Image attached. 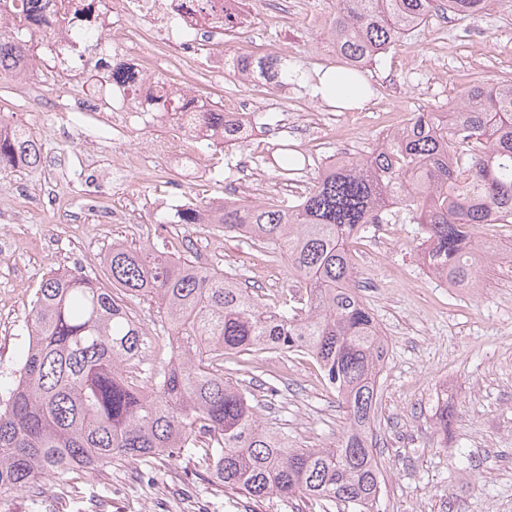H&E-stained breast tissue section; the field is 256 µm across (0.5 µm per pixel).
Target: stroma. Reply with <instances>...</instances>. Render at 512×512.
<instances>
[{
    "mask_svg": "<svg viewBox=\"0 0 512 512\" xmlns=\"http://www.w3.org/2000/svg\"><path fill=\"white\" fill-rule=\"evenodd\" d=\"M334 0H306L303 11L270 21L265 0H244L243 22L252 43L227 41L225 50L255 56L288 57L308 72L342 67L319 46L327 38ZM80 79L61 77L49 49L39 51L31 71L32 89L0 77V120L27 125L44 146L36 168L0 175V379L18 366L28 343L27 314L42 278L53 269H76L104 278V256L113 242H151L171 256L236 271L248 287L274 297L288 284V269L269 263L245 241L206 224H176L162 204L173 184H182L199 206L222 195L223 184L207 178L185 180L180 168L152 181L129 177L118 202L134 211L132 224L112 220L114 202L107 182L112 164L129 152L134 138L113 141L97 120L77 123L67 135L71 106L86 93H104L103 77L83 76L82 61L70 58ZM493 83L512 75V0H491L476 18L436 12L425 27L405 36L366 70L372 87L365 108L339 112L313 99L305 86L278 89L237 83L201 85V97L261 98L278 133L258 134L250 144L225 148L223 169L235 176L241 155L256 159V179L239 183L243 200L267 202L293 197L310 186L323 162L342 150L334 131L348 128L353 155L369 152L384 134L379 102L386 86L398 93L394 109L413 113L447 110L460 101L470 79ZM288 144L306 165L296 181L281 182L263 163L268 150ZM78 221L59 222L58 205ZM28 212L14 223L15 209ZM359 294L381 328L388 354L379 374L380 396L374 435L384 476L379 512H512V255L481 272L475 287L462 291L429 274L420 248V228L401 215L394 231H371L353 249ZM263 386L254 390L263 421L287 432L299 448L332 446L344 427L338 400L324 384L314 360L257 354ZM280 382L277 396L265 385ZM448 394L447 434L435 425L440 392ZM154 483L132 480L131 466L86 470L65 494L45 493L34 508L28 493L0 498V512H337L336 506L273 497L260 502L224 489L195 457H158Z\"/></svg>",
    "mask_w": 512,
    "mask_h": 512,
    "instance_id": "1",
    "label": "stroma"
}]
</instances>
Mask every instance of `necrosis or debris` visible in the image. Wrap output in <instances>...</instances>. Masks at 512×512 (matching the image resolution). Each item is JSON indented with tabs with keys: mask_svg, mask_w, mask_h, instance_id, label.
Returning a JSON list of instances; mask_svg holds the SVG:
<instances>
[{
	"mask_svg": "<svg viewBox=\"0 0 512 512\" xmlns=\"http://www.w3.org/2000/svg\"><path fill=\"white\" fill-rule=\"evenodd\" d=\"M239 5L240 0H211L203 10L199 0H92L96 43L111 57L115 79L106 95L80 100L81 116L104 118L113 133L122 134L138 129L143 113L151 111L169 127L163 136L138 129L132 150L112 174L113 188H120L127 175L146 178L182 160L190 161L196 174L214 173L194 146L223 139L225 125L235 127L239 141L252 140L255 100L228 97L212 105L196 93L199 84L238 76L234 61L224 53V34L232 32L240 44L254 38L252 26L239 20ZM37 7L36 0H0V23L10 25L18 16L33 15L56 46L75 44L83 22L75 0H52L41 15ZM139 23L151 31L146 52L133 31ZM174 91L179 94L178 111H162L165 96Z\"/></svg>",
	"mask_w": 512,
	"mask_h": 512,
	"instance_id": "necrosis-or-debris-1",
	"label": "necrosis or debris"
}]
</instances>
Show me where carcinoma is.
<instances>
[{
  "instance_id": "carcinoma-1",
  "label": "carcinoma",
  "mask_w": 512,
  "mask_h": 512,
  "mask_svg": "<svg viewBox=\"0 0 512 512\" xmlns=\"http://www.w3.org/2000/svg\"><path fill=\"white\" fill-rule=\"evenodd\" d=\"M489 0H336L328 38L360 80L377 57L444 6L477 17ZM48 32L0 29V74L34 60ZM276 86L316 81L288 58L257 59ZM43 145L0 120V174L35 167ZM277 178L296 180L301 160L283 149ZM423 230L425 265L457 286L476 284L500 258L475 236L512 224V76L477 77L446 112H416L369 152L333 164L301 199L224 201L211 223L288 267V288L266 302L232 271L217 272L150 247L112 243L108 283L80 271L42 278L28 315V345L0 387V497L73 484L85 469L199 455L224 488L374 512L383 475L372 426L387 342L352 287L351 244L392 209ZM157 301L164 319L143 323L133 304ZM273 350L310 356L340 399L341 437L331 448H298L259 421L253 385L224 372L231 356Z\"/></svg>"
}]
</instances>
